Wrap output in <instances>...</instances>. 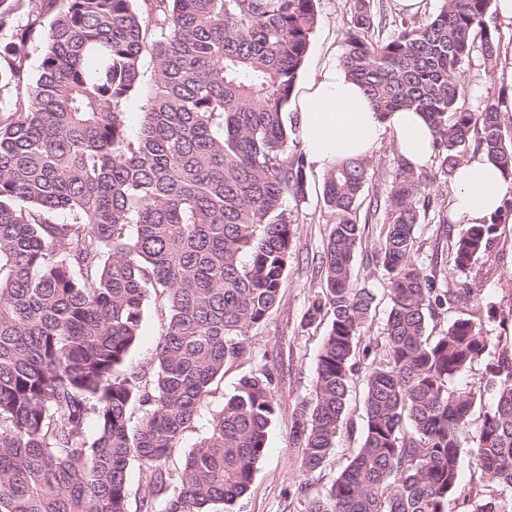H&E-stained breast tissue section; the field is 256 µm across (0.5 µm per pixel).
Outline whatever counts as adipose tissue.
Segmentation results:
<instances>
[{
    "instance_id": "obj_1",
    "label": "adipose tissue",
    "mask_w": 512,
    "mask_h": 512,
    "mask_svg": "<svg viewBox=\"0 0 512 512\" xmlns=\"http://www.w3.org/2000/svg\"><path fill=\"white\" fill-rule=\"evenodd\" d=\"M304 151L317 168L327 170L351 157H370L384 132H392L399 154L412 165L432 158L433 132L418 112H376L362 87L342 67L331 65L312 74L298 101ZM451 214L456 221L479 224L512 193V179L477 155L459 166L453 178Z\"/></svg>"
}]
</instances>
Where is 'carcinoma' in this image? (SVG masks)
<instances>
[{
	"instance_id": "1",
	"label": "carcinoma",
	"mask_w": 512,
	"mask_h": 512,
	"mask_svg": "<svg viewBox=\"0 0 512 512\" xmlns=\"http://www.w3.org/2000/svg\"><path fill=\"white\" fill-rule=\"evenodd\" d=\"M317 2L0 0V512H128L132 460L155 493L139 512H235L248 493L279 409L266 365L240 379L176 478L165 462L280 302L294 236L286 199L303 193L307 167L288 151L282 114ZM489 2L442 0L426 23L384 36V5L354 0L341 65L379 112L425 115L434 168L394 155L373 211L390 300L380 355L361 345L375 295L353 275L369 163L325 174L334 225L304 321L327 318L329 330L315 398L290 427L305 471L336 448L357 355L369 371L360 446L305 512H448L466 444L497 485L464 497L469 512H512V355L487 363L492 404L470 431L473 399L454 381L490 342L473 316L428 334L473 290L439 287L448 269L413 256L418 225L450 223L432 209L434 182L479 153L512 177L498 109L460 104L473 54L499 55ZM146 66L154 84L131 137L126 106ZM499 219L441 229L452 269H472ZM151 298L162 320L147 372L128 357Z\"/></svg>"
}]
</instances>
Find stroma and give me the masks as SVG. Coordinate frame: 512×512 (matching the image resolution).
I'll use <instances>...</instances> for the list:
<instances>
[{"label":"stroma","mask_w":512,"mask_h":512,"mask_svg":"<svg viewBox=\"0 0 512 512\" xmlns=\"http://www.w3.org/2000/svg\"><path fill=\"white\" fill-rule=\"evenodd\" d=\"M352 10L353 0H320L318 25L297 76L298 83H305L311 71L340 61ZM498 31L501 42L496 65H485L477 56L466 68L460 102L467 108L475 109L487 103L499 107L512 101V25L499 26ZM395 153V138L392 132H385L370 158L371 176L364 188L362 204L385 197ZM323 179V171L309 165L304 196L287 201L294 237L279 306L265 323L249 331V356L226 364L223 380L216 384L213 396L201 408L194 428L185 433L181 450L166 463L169 472H176L185 450L200 440L212 415L233 394L239 380L260 368L265 360H274L280 377L276 388L279 412L250 490L237 504L236 512H304L306 500L323 494L334 483L360 445L366 375L362 367L353 376L347 402L346 419L351 426L341 432L335 451L322 468L305 472L300 466L301 451L294 447L289 435L295 407L314 396L317 358L328 329L324 323L311 326L304 323L308 305L321 288L319 258L332 229V217L322 197ZM380 231V225L366 224L354 264L358 284L371 288L376 295V308L362 337L363 343L371 345L383 344L388 313L386 281L374 260ZM449 279L457 287L466 282L478 288L479 305L453 308L434 318L429 324L431 334H439L456 318L475 313L489 338L490 353L512 352V218H502L491 248L470 271L450 274Z\"/></svg>","instance_id":"obj_1"}]
</instances>
